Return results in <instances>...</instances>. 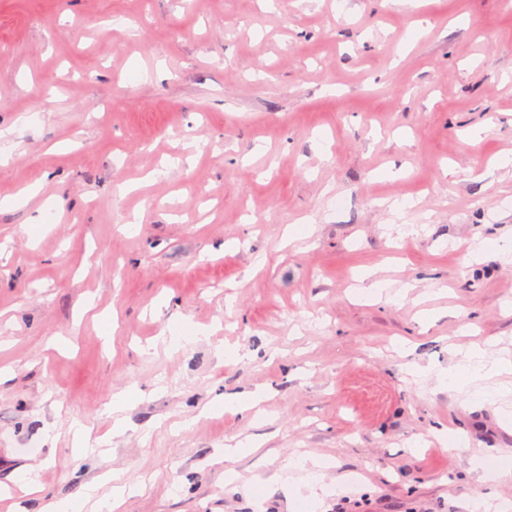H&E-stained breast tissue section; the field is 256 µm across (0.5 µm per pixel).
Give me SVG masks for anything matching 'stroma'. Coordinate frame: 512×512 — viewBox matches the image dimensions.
<instances>
[{
  "label": "stroma",
  "instance_id": "1",
  "mask_svg": "<svg viewBox=\"0 0 512 512\" xmlns=\"http://www.w3.org/2000/svg\"><path fill=\"white\" fill-rule=\"evenodd\" d=\"M0 129V512H512L447 378L512 361V0H0Z\"/></svg>",
  "mask_w": 512,
  "mask_h": 512
}]
</instances>
